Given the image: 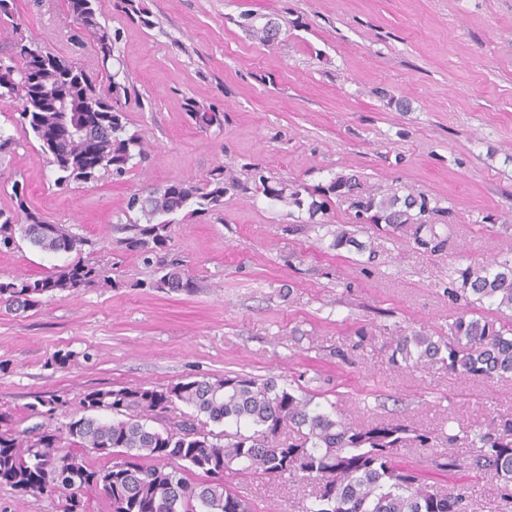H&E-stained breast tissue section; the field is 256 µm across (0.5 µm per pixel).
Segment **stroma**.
Returning <instances> with one entry per match:
<instances>
[{"mask_svg": "<svg viewBox=\"0 0 512 512\" xmlns=\"http://www.w3.org/2000/svg\"><path fill=\"white\" fill-rule=\"evenodd\" d=\"M16 4L29 39L99 71L93 45L73 39L65 0ZM144 5L147 23H132L100 0L102 23L122 32L108 68L138 94L126 104L128 129L148 142L124 182L104 175L59 190L38 141L15 125L16 105L0 103V130L18 141L0 158V209L13 208L20 183L47 223L84 240L70 253L20 241L0 250V277L34 279L78 260L109 277L24 313L0 304V430L38 424L28 405L40 395H63L78 416L95 389L228 375L276 378L357 425L456 431L512 415V378L462 380L438 364L389 361L397 336H447L452 267L512 252V0ZM248 12L280 23L274 45L239 26ZM190 99L223 110V129H196ZM248 164L311 187L355 173L368 192L423 193L451 212L448 249L430 256L406 235L356 223L343 200L313 224L294 206L234 195L220 213L171 226V255L192 292L155 288L154 268L122 243L127 194ZM342 225L366 251L331 249ZM446 459L438 445L401 452L428 484L464 489L483 512H512L494 478L446 469ZM227 480L254 512H298L312 490L297 476Z\"/></svg>", "mask_w": 512, "mask_h": 512, "instance_id": "stroma-1", "label": "stroma"}]
</instances>
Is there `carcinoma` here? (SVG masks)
I'll return each mask as SVG.
<instances>
[{"instance_id":"obj_1","label":"carcinoma","mask_w":512,"mask_h":512,"mask_svg":"<svg viewBox=\"0 0 512 512\" xmlns=\"http://www.w3.org/2000/svg\"><path fill=\"white\" fill-rule=\"evenodd\" d=\"M116 10L127 19L147 22L142 0H115ZM98 0H67V18L92 39L102 61L113 56L119 32H110L99 20ZM240 26L260 43L273 42L279 25L268 19L257 26L258 16L241 15ZM0 32L14 49L16 64L44 56L54 92L85 105L87 127L80 139L47 137L62 113L56 111L40 83L18 74L0 72V101L19 106L17 123L32 132L48 163L56 167L55 185L88 184L102 175L121 179L148 155L144 135L127 130L126 112L119 107L128 97L120 72L112 74L108 91L97 88L92 77L68 57L32 44L14 0H0ZM196 128H224V113L215 107L186 103ZM14 210L0 209V248L15 244L19 233L47 252L79 250L84 239L59 224L47 223L30 207L24 188L14 183ZM262 194L273 201L287 200L307 207L310 219L326 215L336 199H347L356 216L366 224H381L392 232L407 233L414 246L430 254L448 248V208L424 195L395 192L364 193L358 176L339 175L326 185L307 187L285 181L272 182L260 167L243 176L212 169L196 181L174 180L163 187L137 191L127 198L124 239L127 250L156 261L160 273L154 287L192 292L193 280L180 265L165 261L170 246L168 215L187 211H218L224 197ZM363 245L341 229L330 247L336 250ZM105 278L103 270L80 261L58 268L50 275L31 279L0 280V301L26 311L47 294L73 293ZM448 297L472 306L488 303L501 312L512 311V257L488 264L458 265L450 274ZM414 365L440 364L461 377L493 379L512 375V320L501 322L463 311L448 326V339L416 334L394 340L390 361ZM182 404L193 413L169 419L166 413ZM66 406L62 396H37L28 409L47 423L21 433H0V485L34 500L59 490L68 492L63 512H85L79 492L93 489L110 503L111 512H252L250 503L227 482L230 474H263L273 477L300 475L314 485V502L301 512H477L468 492L444 493L425 483L415 470L400 464L405 448H429L432 432L401 421L352 427L342 419L311 408V400L294 388L273 379L248 376L202 378L177 382L165 390L145 386L93 390L82 400L83 414L59 427L50 420ZM100 411L119 419L103 421ZM231 421L233 432L206 431L203 421ZM157 423L159 427L150 426ZM253 429L246 434L241 426ZM295 437L279 439L284 428ZM469 448L468 468L498 481L503 500L512 501V417L488 428H471L447 437L448 450L458 442ZM80 451L62 453L63 444ZM112 457L109 466L95 467L82 452ZM204 474L195 482L189 475Z\"/></svg>"}]
</instances>
